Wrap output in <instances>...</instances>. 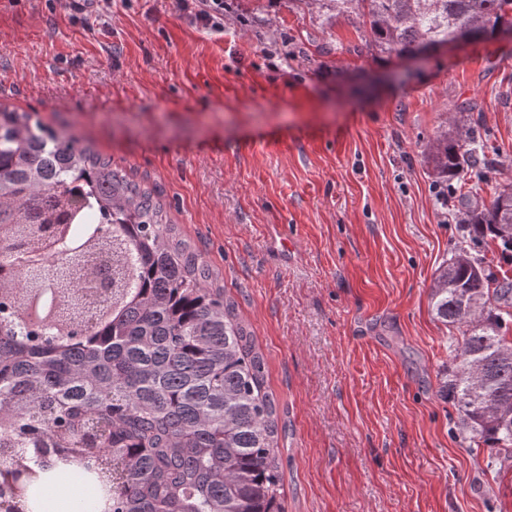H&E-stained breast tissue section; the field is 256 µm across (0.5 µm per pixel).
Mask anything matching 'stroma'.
<instances>
[{"mask_svg": "<svg viewBox=\"0 0 512 512\" xmlns=\"http://www.w3.org/2000/svg\"><path fill=\"white\" fill-rule=\"evenodd\" d=\"M324 19L304 0H224L218 30L175 0H0V106L159 189L265 356L286 512H512V471L486 473L440 394L452 330L430 292L466 214L428 159L474 126L496 151L472 200L512 184V40L404 79L357 20Z\"/></svg>", "mask_w": 512, "mask_h": 512, "instance_id": "35a3bbf8", "label": "stroma"}]
</instances>
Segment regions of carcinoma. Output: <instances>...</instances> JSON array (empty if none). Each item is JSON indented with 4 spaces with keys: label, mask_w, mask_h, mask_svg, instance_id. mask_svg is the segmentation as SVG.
Segmentation results:
<instances>
[{
    "label": "carcinoma",
    "mask_w": 512,
    "mask_h": 512,
    "mask_svg": "<svg viewBox=\"0 0 512 512\" xmlns=\"http://www.w3.org/2000/svg\"><path fill=\"white\" fill-rule=\"evenodd\" d=\"M326 22L356 17L368 50L415 56L455 40L512 27V0H314ZM487 141L442 133L430 163L436 186L485 169ZM99 208L101 250L111 264L94 318L54 326L29 310L26 276L57 247V266L93 250L73 244L78 199ZM36 224H58L46 236ZM512 187L469 211L454 255L430 293L455 328L442 393L458 411L470 450L487 447L486 471L512 469V275H495L468 244L491 241L512 258ZM0 487L15 512H43V489L65 474L81 489L77 512H284L277 402L264 356L237 302L209 265L176 239L163 206L91 146L0 108ZM40 286L63 302L56 274Z\"/></svg>",
    "instance_id": "1"
}]
</instances>
